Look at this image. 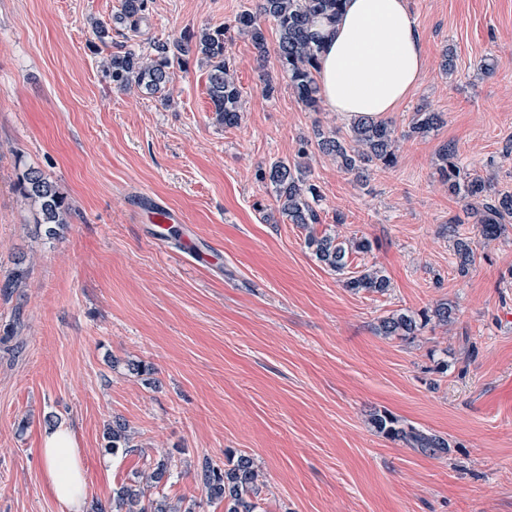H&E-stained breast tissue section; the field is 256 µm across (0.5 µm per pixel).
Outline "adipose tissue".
Wrapping results in <instances>:
<instances>
[{
  "mask_svg": "<svg viewBox=\"0 0 512 512\" xmlns=\"http://www.w3.org/2000/svg\"><path fill=\"white\" fill-rule=\"evenodd\" d=\"M318 83L330 111L346 120L395 111L420 83L422 36L406 0H343L336 20L318 19ZM43 478L64 512H81L85 472L69 426L45 430Z\"/></svg>",
  "mask_w": 512,
  "mask_h": 512,
  "instance_id": "ef3b65f1",
  "label": "adipose tissue"
}]
</instances>
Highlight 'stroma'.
<instances>
[{"mask_svg": "<svg viewBox=\"0 0 512 512\" xmlns=\"http://www.w3.org/2000/svg\"><path fill=\"white\" fill-rule=\"evenodd\" d=\"M122 0H0V512H61L42 475L45 429L73 428L86 504L172 454L171 500L210 503L203 459L250 455L264 512H512V225L481 239L469 202L439 180V152L512 194V0H407L425 72L397 111L394 167L358 181L317 150L315 130L350 124L298 103L275 57L258 61L236 15L258 0H150L133 37L112 23ZM229 26L244 101L238 126L216 122L207 67L189 58L168 92L113 87L120 50L150 51L187 30ZM455 71L446 74L444 53ZM490 59L489 71L479 67ZM274 94H266V84ZM439 112L408 135L416 111ZM303 163L319 223H291L262 171ZM39 168L66 196L69 223L47 238L18 182ZM179 211L156 237L138 197ZM364 238L347 272L374 266L386 293L352 292L320 263L309 235ZM475 242L457 273L455 235ZM215 255L198 263L183 236ZM451 324L403 341L380 320L441 303ZM151 365L131 374L127 361ZM447 439L431 456L377 433L376 411ZM138 449L114 455V418Z\"/></svg>", "mask_w": 512, "mask_h": 512, "instance_id": "stroma-1", "label": "stroma"}]
</instances>
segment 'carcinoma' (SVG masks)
I'll return each instance as SVG.
<instances>
[{
  "instance_id": "1",
  "label": "carcinoma",
  "mask_w": 512,
  "mask_h": 512,
  "mask_svg": "<svg viewBox=\"0 0 512 512\" xmlns=\"http://www.w3.org/2000/svg\"><path fill=\"white\" fill-rule=\"evenodd\" d=\"M341 5L342 0H259L255 10H244L235 18V27L249 35L259 61L265 60L268 53L263 22L268 18L274 21L278 35V65L287 75L297 101L312 111L318 110L320 103L316 79L320 47L312 26L317 18L336 16ZM147 10L148 0H123L115 23L135 31ZM227 33L226 26L199 33L187 31L170 44H155L154 53L149 55L132 49L117 52L110 56L106 73L118 89L136 87L147 94H157L170 82L174 66L186 63V57L190 55L196 56L208 68L209 95L217 121L226 127H234L241 120L244 102L227 57ZM439 122L440 116L436 112H416L410 134H426ZM316 138L322 151L334 157L341 169L358 178L364 177L374 165L390 168L396 164L393 150L396 128L389 122L360 118L352 121L347 141L321 130L316 131ZM441 159L440 174L448 182V189L475 202L471 206V215L479 226L481 237L485 240L500 237L507 220L512 218V195H492L489 182L472 175L459 164L454 148L443 147ZM262 179L270 182L278 207L292 223L303 226L320 223L319 214L310 203L318 197L317 187L309 182L300 165L275 162L262 173ZM18 191L22 198L38 206L42 223L47 225L46 235L51 239L58 237L59 231L69 223L71 207L66 197L35 167L24 174ZM308 246L314 248L321 263L338 273L346 269L350 254L371 251V243L365 238L340 240L328 234L310 235ZM455 252L458 274L464 277L472 263V241L466 237L457 238ZM345 287L355 292L383 294L389 288V280L381 270L370 267L349 277ZM452 315L453 309L446 303L419 318L407 312H394L380 320L379 331L387 337L404 340L417 335L432 321L448 324ZM371 423L385 437L429 455L441 456L449 452L448 440L405 426L385 411L374 413ZM104 440L105 448L114 455L134 451L133 435L126 422L119 418L107 427ZM173 467L172 456L159 457L149 469L136 473L114 489L108 503H97L93 512H196L201 503L195 500L187 503L183 498L173 502L164 493ZM198 477L208 500L224 503V512H261L258 492L263 480L250 455L241 453L222 467L207 459Z\"/></svg>"
}]
</instances>
